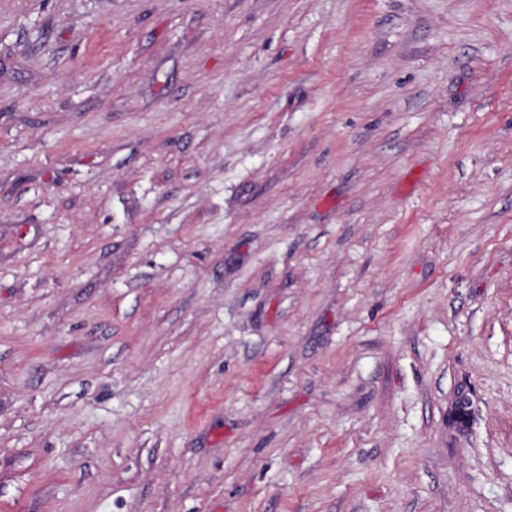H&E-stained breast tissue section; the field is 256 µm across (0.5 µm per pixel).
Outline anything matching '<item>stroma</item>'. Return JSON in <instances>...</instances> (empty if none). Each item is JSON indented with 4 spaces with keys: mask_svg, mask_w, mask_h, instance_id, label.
Here are the masks:
<instances>
[{
    "mask_svg": "<svg viewBox=\"0 0 512 512\" xmlns=\"http://www.w3.org/2000/svg\"><path fill=\"white\" fill-rule=\"evenodd\" d=\"M0 512H512V0H0Z\"/></svg>",
    "mask_w": 512,
    "mask_h": 512,
    "instance_id": "obj_1",
    "label": "stroma"
}]
</instances>
